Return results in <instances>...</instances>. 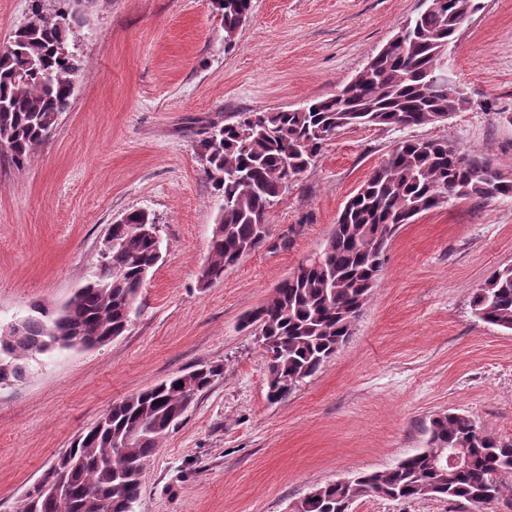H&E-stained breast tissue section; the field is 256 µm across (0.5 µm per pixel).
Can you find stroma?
<instances>
[{"label":"stroma","mask_w":512,"mask_h":512,"mask_svg":"<svg viewBox=\"0 0 512 512\" xmlns=\"http://www.w3.org/2000/svg\"><path fill=\"white\" fill-rule=\"evenodd\" d=\"M482 3L448 58L469 106L434 126L337 131L270 210L262 248L203 290L219 205L196 150L205 124L334 94L420 0H253L230 47L210 0H94L70 41L83 71L55 132L21 168L0 150V321L62 305L126 211L154 214L162 258L122 336L36 356L0 388V512L113 403L206 364L224 377L148 462L138 512H287L318 484L425 447L443 411L512 441V332L469 304L512 266V197L453 198L403 225L346 343L285 401L268 402L266 355L239 327L398 142L444 136L512 176V0ZM353 510L469 505L369 495Z\"/></svg>","instance_id":"obj_1"}]
</instances>
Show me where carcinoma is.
Segmentation results:
<instances>
[{"label": "carcinoma", "mask_w": 512, "mask_h": 512, "mask_svg": "<svg viewBox=\"0 0 512 512\" xmlns=\"http://www.w3.org/2000/svg\"><path fill=\"white\" fill-rule=\"evenodd\" d=\"M70 2L57 0L51 15L35 3L30 25L15 30L0 50V141L19 167L51 137L82 71L80 58L63 52L80 23L65 13ZM482 9L481 0H425L402 38L380 49L351 87L295 109L239 112L234 121L204 128L198 154L222 201L215 217L219 233L211 237L206 260L212 283L265 244L258 232L270 209L338 130L436 125L439 116L468 107L441 60L456 41L461 16ZM251 10L252 0H224L217 7L226 44H233ZM491 193L512 196V178L482 155L445 137L399 142L347 200L321 250L243 316L241 327L268 342L267 374L275 383L267 396L288 399L351 335L383 270L377 239L451 198L485 200ZM151 220L140 209L128 211L123 223L112 225V251L97 260L68 304H38L19 331L0 332V384L20 377L34 355L62 350L71 338L93 348L124 334L141 310L156 258V240L139 231ZM470 306L483 322L512 331V266L493 271L472 293ZM223 375L224 367L207 365L202 373L171 376L112 405L92 432L48 467L15 512H136L142 472L169 432L167 420ZM425 432L427 447L394 467L316 485L291 512H344L347 501L367 495L481 502L512 493L502 481L512 475V441L453 412L432 417ZM443 448L465 449L462 470L435 461Z\"/></svg>", "instance_id": "obj_1"}]
</instances>
